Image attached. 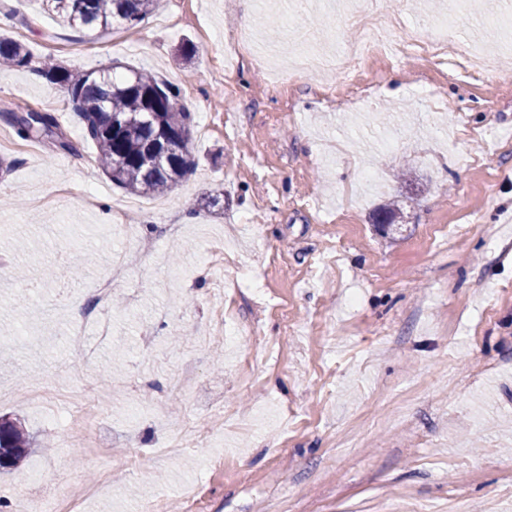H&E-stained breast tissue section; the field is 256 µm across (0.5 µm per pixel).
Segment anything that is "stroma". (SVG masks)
I'll return each instance as SVG.
<instances>
[{"label":"stroma","instance_id":"35a3bbf8","mask_svg":"<svg viewBox=\"0 0 512 512\" xmlns=\"http://www.w3.org/2000/svg\"><path fill=\"white\" fill-rule=\"evenodd\" d=\"M447 10L384 0L404 21L396 40ZM509 10L464 0L453 34L500 44ZM1 15L0 35L34 63L77 77L144 71L176 88L196 166L141 197L132 222L155 252L114 279L111 338L84 362L65 334L70 306L126 249L112 212L131 194L98 167L55 85L0 68V138L14 142L0 148V388L14 393L0 415L39 444L0 473V512L71 482L92 487L77 512H139L159 497L164 512H448L457 495L468 512H512V52L477 82L415 56L373 57L332 79L342 93L363 73L373 97L336 112L315 93L321 74L291 86L282 65L275 87L224 42L230 27L259 54L292 50L302 31L327 46L361 38L321 0L303 12L293 0H160L137 27L104 33L69 28L41 0H0ZM421 72L452 112L430 111ZM19 104L60 116L61 136L20 138L8 119ZM394 200L404 228L385 236L371 216ZM219 306L232 339L190 354L193 375L174 390L185 337ZM35 379L82 386L95 431L29 408ZM217 399L220 418L205 412ZM197 428L209 447L154 457Z\"/></svg>","mask_w":512,"mask_h":512}]
</instances>
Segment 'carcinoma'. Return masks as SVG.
I'll use <instances>...</instances> for the list:
<instances>
[{
    "instance_id": "obj_1",
    "label": "carcinoma",
    "mask_w": 512,
    "mask_h": 512,
    "mask_svg": "<svg viewBox=\"0 0 512 512\" xmlns=\"http://www.w3.org/2000/svg\"><path fill=\"white\" fill-rule=\"evenodd\" d=\"M45 9L71 28L107 31L116 24L134 26L146 20L160 0H42ZM31 63L25 47L11 38H0V64L26 67ZM39 72L68 97L84 125L86 137L96 148L98 166L112 183L137 194L164 193L193 168L189 151L191 115L176 106L177 93L160 86L144 73L117 80L110 74L75 78L64 67L49 61ZM32 113L14 116L19 133L36 139L57 127L53 115ZM171 147L158 163L155 151ZM33 445L30 433L17 418L0 416V467L20 469Z\"/></svg>"
}]
</instances>
